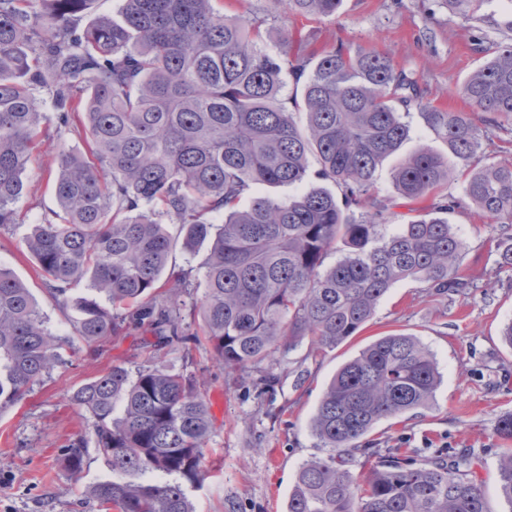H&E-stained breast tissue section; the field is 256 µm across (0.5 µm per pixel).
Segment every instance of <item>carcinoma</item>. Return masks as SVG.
<instances>
[{"label":"carcinoma","mask_w":512,"mask_h":512,"mask_svg":"<svg viewBox=\"0 0 512 512\" xmlns=\"http://www.w3.org/2000/svg\"><path fill=\"white\" fill-rule=\"evenodd\" d=\"M221 2L122 0L120 19L85 22L93 0H0V230L19 223L15 203L45 119L35 91L47 92L57 124L80 128L84 142L61 150L57 210L25 240L48 295L76 312L73 336L51 333L30 289L0 268V413L51 375L70 341L93 346L142 329L185 347L189 308L199 309L213 358L269 385L275 353L306 337L341 344L398 282H423L437 296L470 287L466 242L446 217L463 203L510 230L497 264L512 270V160L481 155L488 128L512 125V40L472 35L482 60L460 93L485 112L475 120L424 99L414 71L383 52L340 43L311 58L292 51L286 32L268 51L249 0H235L233 15ZM270 2L328 18L343 0ZM413 112L448 154L418 146L393 173L396 195L382 197L376 170L409 138ZM312 177L321 184L240 207L257 184ZM457 180L460 197L447 192ZM430 195L432 205L415 206ZM404 206L414 216L386 233ZM204 245V284L184 271L156 291L175 247ZM333 249L342 257L327 267ZM81 282L89 294H72ZM440 383L432 353L402 333L342 364L312 420L327 454L300 467L287 512H490L475 454L442 448L421 459L367 440L380 421L428 406ZM68 400L87 431L65 445L66 470L81 471L92 447L115 474L89 487L97 506L194 512L185 486L203 480L211 431L194 376L158 363L134 374L114 365ZM358 457L371 463L361 479L350 470ZM498 469L512 507L511 448Z\"/></svg>","instance_id":"carcinoma-1"}]
</instances>
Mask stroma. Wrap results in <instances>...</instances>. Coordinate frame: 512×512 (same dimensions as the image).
<instances>
[{
	"label": "stroma",
	"instance_id": "1",
	"mask_svg": "<svg viewBox=\"0 0 512 512\" xmlns=\"http://www.w3.org/2000/svg\"><path fill=\"white\" fill-rule=\"evenodd\" d=\"M250 3L271 33L301 32L298 46L305 55L318 56L340 43L379 50L416 71L429 101L453 112L474 111L459 92L479 60L470 41L471 23L449 15L437 0H344L336 16L308 20L272 10L269 0ZM36 97L49 119L41 125L40 145L24 176L26 189L15 204L22 222L0 233V268L31 289L47 327L66 337L72 318L46 295L24 240L56 207L61 150L81 147L83 140L76 128L52 120L48 94L40 91ZM449 221L467 244L462 270L472 286L466 293L443 299L419 282H399L344 343L318 348L305 341L277 353L271 387L256 374L225 369L198 344L186 352H143L140 330L96 349L74 343L50 378L0 414V512H97L85 491L111 478L112 471L92 450L81 472L63 467L64 446L85 428L82 412L66 396L109 366L134 371L155 359L195 375L209 402L207 472L187 491L195 512H285L300 466L325 454L310 422L327 383L366 344L391 333L413 335L430 350L441 384L429 407L381 421L370 441L379 448L474 449L491 512H512L500 494L498 470L499 456L512 442L496 433L498 419L512 414V349L500 336L512 320V272L497 269L501 234L495 225L469 206L450 214Z\"/></svg>",
	"mask_w": 512,
	"mask_h": 512
}]
</instances>
